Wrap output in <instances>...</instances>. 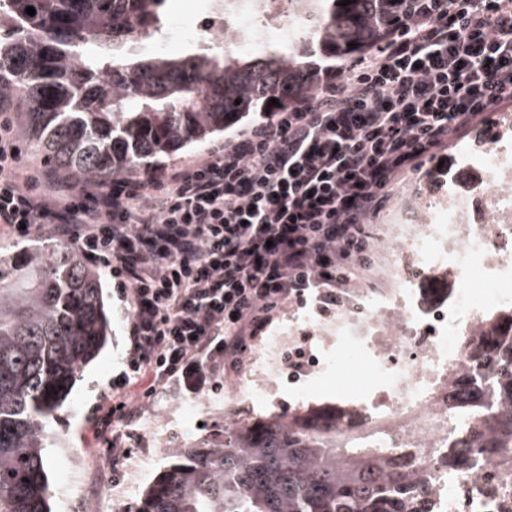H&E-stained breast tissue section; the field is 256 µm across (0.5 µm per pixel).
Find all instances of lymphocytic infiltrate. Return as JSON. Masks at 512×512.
Segmentation results:
<instances>
[{
	"label": "lymphocytic infiltrate",
	"mask_w": 512,
	"mask_h": 512,
	"mask_svg": "<svg viewBox=\"0 0 512 512\" xmlns=\"http://www.w3.org/2000/svg\"><path fill=\"white\" fill-rule=\"evenodd\" d=\"M496 108H512V0H406L314 99L168 173L107 190L54 174L45 187L1 121L0 231L76 245L129 307L113 449L130 451L133 399L219 388L286 304L335 313L375 275L369 219Z\"/></svg>",
	"instance_id": "f902f5d3"
}]
</instances>
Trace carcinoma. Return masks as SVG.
I'll return each mask as SVG.
<instances>
[{"label":"carcinoma","instance_id":"obj_1","mask_svg":"<svg viewBox=\"0 0 512 512\" xmlns=\"http://www.w3.org/2000/svg\"><path fill=\"white\" fill-rule=\"evenodd\" d=\"M0 99L17 104L29 147L51 166L108 186L202 144L250 112L317 93L403 16L404 0H302L318 27L247 57L126 47L157 42L166 0H6ZM35 8V15L25 12ZM357 47H351V44ZM278 105L268 106L270 99ZM240 103H235V100ZM466 348L448 420L469 433L459 470L512 448V311ZM100 275L62 246L30 256L21 284L0 283V512H52L45 449L55 413L108 340ZM336 407L241 421L175 446L137 512H408L429 473L402 456L336 443ZM349 464L336 466V458Z\"/></svg>","mask_w":512,"mask_h":512}]
</instances>
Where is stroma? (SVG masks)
Here are the masks:
<instances>
[{
    "instance_id": "1",
    "label": "stroma",
    "mask_w": 512,
    "mask_h": 512,
    "mask_svg": "<svg viewBox=\"0 0 512 512\" xmlns=\"http://www.w3.org/2000/svg\"><path fill=\"white\" fill-rule=\"evenodd\" d=\"M167 6L175 31L167 35L165 47L176 54L192 52L197 41L205 37V29L213 16V0H167ZM507 116L504 110L491 111L486 127L454 142L442 171L430 176L414 175L399 185L374 222L372 248L378 260L379 285L387 283V243L393 225L416 216L422 203L431 196L435 184L447 180L449 173L455 170L458 152L464 148L480 150L486 147ZM52 246V241L36 235L22 241L0 234V281L8 284L17 282L31 253ZM101 281L111 334L97 358L84 367L56 412L52 446L48 450L53 512H135L141 496L140 490L130 487L137 473V456L127 459L113 457L110 446L112 431L104 426L112 404V377L122 368L127 353L129 322L126 308L113 290L110 277L102 276ZM285 323V316L275 318L267 328V336L259 338L253 350L246 354L242 371L228 379L222 388L203 391V398H224L234 393L241 382L257 378L266 364L268 335L280 332ZM290 397V391L283 390L270 394L266 405L259 408L231 406L204 413L200 424L191 426L184 438L189 441L216 434L224 426L271 413L288 415ZM186 401V396L177 392L138 400L140 417L133 430L140 436L142 447L158 452L159 438L167 420ZM73 473L80 475L82 488L78 495L67 497L62 486L66 477Z\"/></svg>"
}]
</instances>
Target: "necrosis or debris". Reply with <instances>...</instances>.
Here are the masks:
<instances>
[{"label": "necrosis or debris", "instance_id": "4bbe7bcc", "mask_svg": "<svg viewBox=\"0 0 512 512\" xmlns=\"http://www.w3.org/2000/svg\"><path fill=\"white\" fill-rule=\"evenodd\" d=\"M210 41L224 53L242 45L288 39L309 18L297 0H220ZM423 223L395 227L387 288L345 296L320 362L297 370L279 361L287 335L270 337L266 372L242 385L234 400L263 401L281 381L332 374L348 359L368 372L358 391L339 403L359 442L394 444L429 471L418 489L423 512H512V448L474 460L466 471L447 466L448 395L466 365L465 345L486 329L488 315L512 308V121L482 152L462 154L459 173L440 188ZM452 282L446 306L424 304L421 279Z\"/></svg>", "mask_w": 512, "mask_h": 512}]
</instances>
